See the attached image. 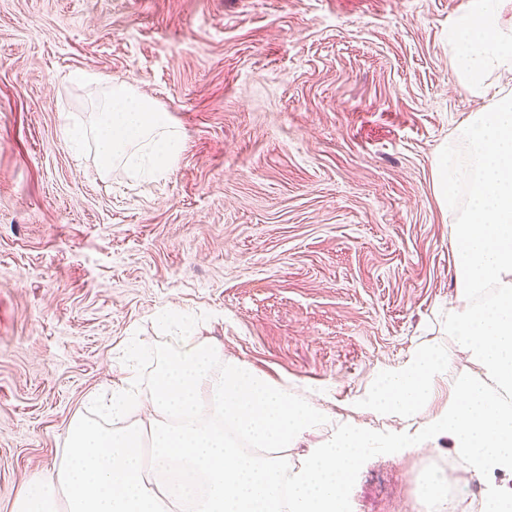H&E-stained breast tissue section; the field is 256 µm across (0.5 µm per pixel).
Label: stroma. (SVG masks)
I'll list each match as a JSON object with an SVG mask.
<instances>
[{"mask_svg": "<svg viewBox=\"0 0 512 512\" xmlns=\"http://www.w3.org/2000/svg\"><path fill=\"white\" fill-rule=\"evenodd\" d=\"M468 0H0V512L55 471L75 415L108 393L128 339L165 342L177 306L224 356L328 418L361 411L421 343L458 351L452 214L439 148L479 102L448 29ZM91 69L169 113L184 150L158 181L100 171ZM447 440L378 455L352 512H421Z\"/></svg>", "mask_w": 512, "mask_h": 512, "instance_id": "obj_1", "label": "stroma"}]
</instances>
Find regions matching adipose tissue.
<instances>
[{
	"mask_svg": "<svg viewBox=\"0 0 512 512\" xmlns=\"http://www.w3.org/2000/svg\"><path fill=\"white\" fill-rule=\"evenodd\" d=\"M72 79L101 86L103 106L91 128L65 124V137L74 142L93 137L105 170L120 162L136 177H162L171 171L183 149V136L168 112L129 82L86 70Z\"/></svg>",
	"mask_w": 512,
	"mask_h": 512,
	"instance_id": "adipose-tissue-1",
	"label": "adipose tissue"
}]
</instances>
